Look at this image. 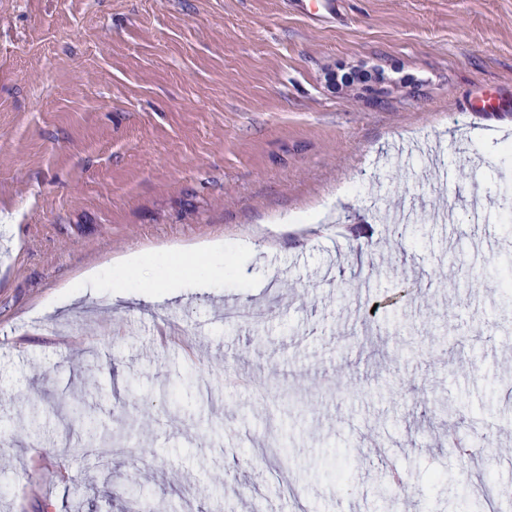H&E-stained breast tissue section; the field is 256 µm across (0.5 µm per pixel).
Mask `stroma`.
Listing matches in <instances>:
<instances>
[{
	"label": "stroma",
	"instance_id": "obj_1",
	"mask_svg": "<svg viewBox=\"0 0 512 512\" xmlns=\"http://www.w3.org/2000/svg\"><path fill=\"white\" fill-rule=\"evenodd\" d=\"M479 87L512 88V0H0V512H129L134 467L149 512H471L485 485L512 512L481 438L512 448V112H468ZM216 239L250 254L208 287L61 301ZM39 392L96 419L91 456ZM398 475L424 498L383 505Z\"/></svg>",
	"mask_w": 512,
	"mask_h": 512
}]
</instances>
